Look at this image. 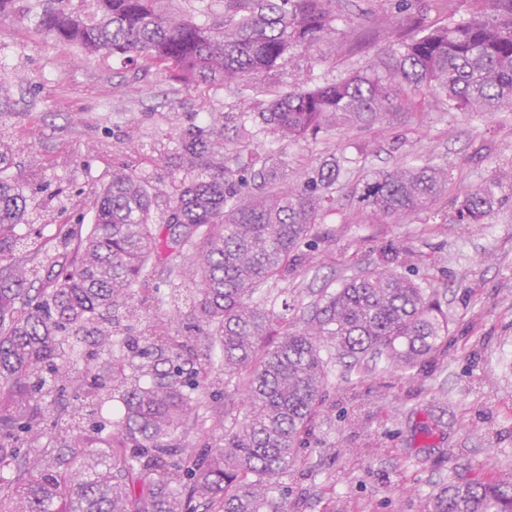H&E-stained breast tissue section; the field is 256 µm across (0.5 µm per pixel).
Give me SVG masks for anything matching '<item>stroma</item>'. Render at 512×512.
Here are the masks:
<instances>
[{"label": "stroma", "mask_w": 512, "mask_h": 512, "mask_svg": "<svg viewBox=\"0 0 512 512\" xmlns=\"http://www.w3.org/2000/svg\"><path fill=\"white\" fill-rule=\"evenodd\" d=\"M18 2L19 11L0 16V130L13 144L8 176L50 245L63 225L93 224L95 199L119 167L147 181L152 220L161 223L180 129L265 107L271 91L294 80L347 77L389 50L374 33L390 0H336V39L312 57L292 54L279 73L242 86L189 88L170 73L58 45L36 29L41 0ZM348 18L372 40L352 47ZM251 149L292 167L334 157L345 168L308 262L255 301L300 316L320 289L373 267L379 247L395 238L418 252L414 280L435 293L449 327L446 355L412 382L371 361L350 371L329 362L325 412L273 497L285 498L288 512H425L443 481L512 473V193L499 192L488 223L454 221L466 190L512 169V110L443 112L424 92L389 120L341 125L317 141L282 142L258 125ZM425 161L447 168L446 194L405 223H370L358 198L373 173Z\"/></svg>", "instance_id": "1"}]
</instances>
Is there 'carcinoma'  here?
Instances as JSON below:
<instances>
[{"instance_id":"cac0c4a2","label":"carcinoma","mask_w":512,"mask_h":512,"mask_svg":"<svg viewBox=\"0 0 512 512\" xmlns=\"http://www.w3.org/2000/svg\"><path fill=\"white\" fill-rule=\"evenodd\" d=\"M45 0L37 30L65 46L172 71L188 87L238 86L275 71L294 50L312 51L336 34L333 0H206L186 13L170 0ZM429 0L446 23L423 25L409 0L389 18L395 48L371 73L289 85L254 113L284 141L329 136L345 122L382 119L427 90L442 110L495 112L512 107V0ZM227 122L237 138L222 140ZM245 114L224 113L174 138L185 175L168 173L172 191L161 227L153 194L131 169L116 170L97 198L94 224L60 236L46 281L30 285L23 264H0V507L7 512H288L270 491L299 462L298 445L325 404L326 348L358 363L384 361L409 380L446 351L448 319L433 295L403 269L416 252L390 240L386 261L324 289L301 325L253 300L288 278L317 246V226L333 199L342 165L288 170L249 150ZM247 160H241L243 153ZM448 190V172L429 163L386 171L361 199L373 224L400 223L427 211ZM495 194L477 185L456 208L461 224H483ZM28 204L0 176V258L40 247L20 234ZM181 257L171 307L187 311L204 337L202 372L185 368L180 336L162 332L145 271L164 252ZM145 322L129 338L144 360L114 358L117 324ZM279 336L276 345L266 337ZM218 346L220 357L209 354ZM75 399L50 412L48 398L73 382ZM245 395L224 407L222 441L193 452L182 442L200 417L199 390ZM124 404L112 437L94 422L114 394ZM428 512H512V475L483 483L450 481L431 494Z\"/></svg>"}]
</instances>
